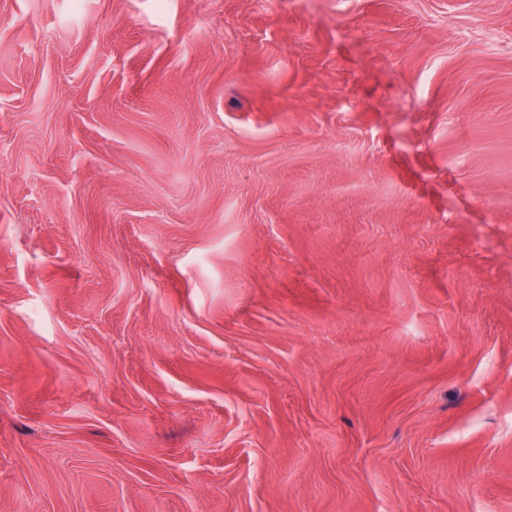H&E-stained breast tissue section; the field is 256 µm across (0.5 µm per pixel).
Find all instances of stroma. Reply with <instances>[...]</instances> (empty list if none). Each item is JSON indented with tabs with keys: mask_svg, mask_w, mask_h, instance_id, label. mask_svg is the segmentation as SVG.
Wrapping results in <instances>:
<instances>
[{
	"mask_svg": "<svg viewBox=\"0 0 512 512\" xmlns=\"http://www.w3.org/2000/svg\"><path fill=\"white\" fill-rule=\"evenodd\" d=\"M0 512H512V0H0Z\"/></svg>",
	"mask_w": 512,
	"mask_h": 512,
	"instance_id": "35a3bbf8",
	"label": "stroma"
}]
</instances>
